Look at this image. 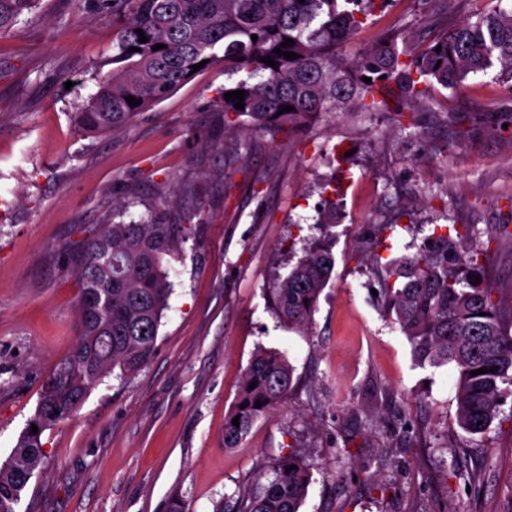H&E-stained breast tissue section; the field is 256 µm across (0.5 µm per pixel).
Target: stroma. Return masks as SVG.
Returning <instances> with one entry per match:
<instances>
[{"mask_svg":"<svg viewBox=\"0 0 512 512\" xmlns=\"http://www.w3.org/2000/svg\"><path fill=\"white\" fill-rule=\"evenodd\" d=\"M483 6L512 0H391L339 52L355 63L390 31L417 52ZM113 51L111 18L74 0H41L0 37V460L75 343L67 270L90 229L153 214L192 230L163 261L173 294L153 358L43 434L45 463L17 512H168L174 497L189 512H236L292 451L311 472L300 512H512V396L470 439L453 369L420 366L373 293L380 261L444 215L491 233L488 274L512 295V80L431 83L408 129L348 107L274 139L225 126L219 62L125 131H78ZM325 198L335 223L319 221ZM321 234L335 267L309 330L291 331L268 293ZM261 349L288 359L293 389L225 447Z\"/></svg>","mask_w":512,"mask_h":512,"instance_id":"obj_1","label":"stroma"}]
</instances>
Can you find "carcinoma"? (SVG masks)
<instances>
[{
	"label": "carcinoma",
	"mask_w": 512,
	"mask_h": 512,
	"mask_svg": "<svg viewBox=\"0 0 512 512\" xmlns=\"http://www.w3.org/2000/svg\"><path fill=\"white\" fill-rule=\"evenodd\" d=\"M73 2L92 15L112 17L117 49L112 62L120 64L100 77L97 91L75 116L77 127L87 133L125 128L190 79L193 65L204 60L211 65L221 57L228 77L246 72L224 87L226 93L245 91L242 110L231 100L222 101L225 125L241 119L273 136L289 134L311 117L349 102L361 112H390L399 122L413 112L423 93L418 88L422 80L455 88L497 63L512 73V9L480 11L475 20L462 22L419 54L399 50L397 37L388 35L350 68L337 49L386 0ZM38 3L0 0V37ZM138 29L148 42H139ZM286 38L294 44L281 46ZM156 44L165 48L152 50ZM131 47L137 51H129ZM276 48L297 58L288 60L274 53ZM267 56L275 66L262 62ZM364 76L371 82H364ZM128 96L140 104L129 105ZM285 105L294 110L281 112ZM189 232L188 224H162L153 218L112 222L100 225L77 247L71 267L81 293L96 299L97 315L78 316L74 348L41 386L33 417L40 432L24 430L0 463V512H16L30 476L44 464L42 432L77 413L115 369L129 376L154 356L172 292L163 258L175 255ZM480 235L473 227L462 233L455 226L434 225L431 250L396 258L382 270L378 298L420 363L454 369L457 425L483 437L503 399L512 394V303L504 302L486 275ZM333 266L331 245L318 239L278 279L270 301L288 329L311 325ZM480 368L488 372L471 374ZM293 374L281 353L254 355L224 424V447H239L252 424L288 397ZM236 416L237 426L232 424ZM262 477L265 481L242 496L239 512H299L311 482L300 454L278 459Z\"/></svg>",
	"instance_id": "1"
}]
</instances>
